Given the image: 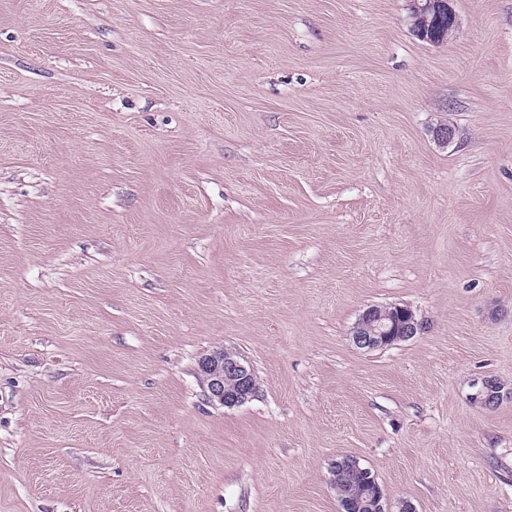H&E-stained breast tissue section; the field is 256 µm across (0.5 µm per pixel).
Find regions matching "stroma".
Here are the masks:
<instances>
[{"label":"stroma","instance_id":"stroma-1","mask_svg":"<svg viewBox=\"0 0 512 512\" xmlns=\"http://www.w3.org/2000/svg\"><path fill=\"white\" fill-rule=\"evenodd\" d=\"M407 5L0 0V512H512V0ZM443 2L448 4V25L440 24V21L438 20L437 16L434 14L428 15V23H424L423 26L426 27L427 25L429 28H431L435 34V38L433 39V43H440L443 42L448 38L450 34L454 32V30H448V28L456 29L458 25V20L456 13L451 5V1L443 0ZM428 28V30H429ZM421 331L422 325L409 307L371 306L361 313L350 330V336L357 348L377 350L412 339ZM207 398L227 408L244 404L257 392L256 378L242 358L226 349H216L198 363ZM360 460L357 458H352L346 461H336L332 463L331 471H342L344 473L340 474L336 478V484L346 490L349 495L355 500H363L367 498L373 491L369 488L361 484L355 475L357 474L362 479L365 485L372 486V488L376 489L377 486L380 488V492L384 497L383 490L378 482L375 474L368 468L362 467ZM345 471L350 473H345ZM379 492L376 490L374 494V511L376 512H392L391 506L388 503L387 499H384Z\"/></svg>","mask_w":512,"mask_h":512}]
</instances>
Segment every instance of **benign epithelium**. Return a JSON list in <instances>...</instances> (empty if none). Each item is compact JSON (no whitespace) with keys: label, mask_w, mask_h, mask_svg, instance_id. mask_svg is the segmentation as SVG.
Returning a JSON list of instances; mask_svg holds the SVG:
<instances>
[{"label":"benign epithelium","mask_w":512,"mask_h":512,"mask_svg":"<svg viewBox=\"0 0 512 512\" xmlns=\"http://www.w3.org/2000/svg\"><path fill=\"white\" fill-rule=\"evenodd\" d=\"M422 331L421 323L407 306H370L365 309L350 330L352 343L359 349H385L414 338ZM207 390V398L227 408L244 404L253 398L257 387L252 369L242 358L226 349H216L198 363ZM474 398L488 407L499 400V386L485 380ZM331 470L357 474L363 483L377 488V478L360 460L352 458L332 463Z\"/></svg>","instance_id":"benign-epithelium-1"}]
</instances>
